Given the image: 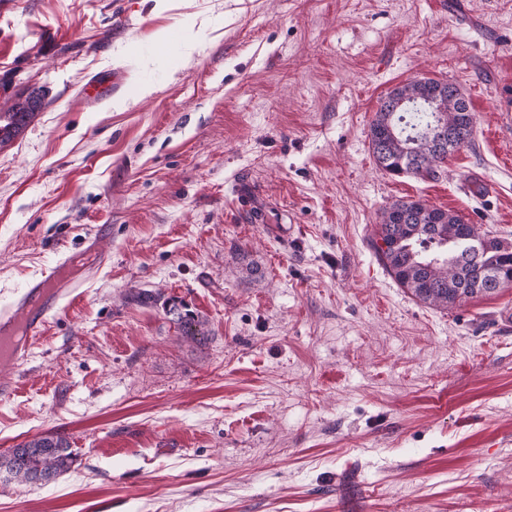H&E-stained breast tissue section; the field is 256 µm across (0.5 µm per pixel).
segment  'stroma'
Returning a JSON list of instances; mask_svg holds the SVG:
<instances>
[{"instance_id": "stroma-1", "label": "stroma", "mask_w": 512, "mask_h": 512, "mask_svg": "<svg viewBox=\"0 0 512 512\" xmlns=\"http://www.w3.org/2000/svg\"><path fill=\"white\" fill-rule=\"evenodd\" d=\"M424 77L474 142L387 175L378 101ZM35 89L0 148V307L64 257L85 288L11 369L0 455L57 432L76 462L0 471V512H512V287L428 306L371 246L399 199L512 243V0H0V112ZM43 95L32 91L16 95L7 112H0V148L10 143L34 119L43 106ZM163 306L168 320L175 326L180 336L198 344L208 339L210 336L208 321L191 310L183 300L170 297L163 302Z\"/></svg>"}]
</instances>
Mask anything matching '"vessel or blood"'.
Returning a JSON list of instances; mask_svg holds the SVG:
<instances>
[{
	"mask_svg": "<svg viewBox=\"0 0 512 512\" xmlns=\"http://www.w3.org/2000/svg\"><path fill=\"white\" fill-rule=\"evenodd\" d=\"M77 287L46 272L0 309V363L15 365L28 358L41 337L49 313L74 299Z\"/></svg>",
	"mask_w": 512,
	"mask_h": 512,
	"instance_id": "obj_1",
	"label": "vessel or blood"
}]
</instances>
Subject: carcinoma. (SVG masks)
Instances as JSON below:
<instances>
[{
	"label": "carcinoma",
	"mask_w": 512,
	"mask_h": 512,
	"mask_svg": "<svg viewBox=\"0 0 512 512\" xmlns=\"http://www.w3.org/2000/svg\"><path fill=\"white\" fill-rule=\"evenodd\" d=\"M43 95H17L0 112V148L10 143L42 109ZM444 123L452 139L440 148L433 131ZM475 115L457 84L448 80H413L393 87L378 101L370 127V150L378 168L392 176L434 178L448 154L473 142ZM374 249L391 278L418 301L448 310L476 297H488L512 285V243L465 216L429 206L421 200H397L380 214ZM464 237L483 245L479 260L458 244ZM180 336L201 344L208 339V321L184 301L163 302ZM20 455L0 460L13 479L33 484L37 475L57 478L75 462L69 441L54 433L20 444Z\"/></svg>",
	"instance_id": "1"
}]
</instances>
